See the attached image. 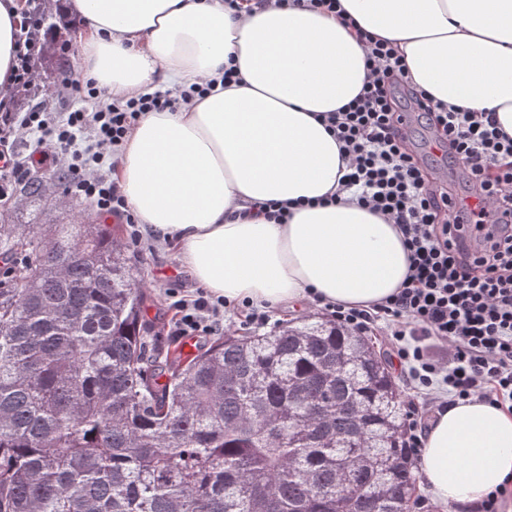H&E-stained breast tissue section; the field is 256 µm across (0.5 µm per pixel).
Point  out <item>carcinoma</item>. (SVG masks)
Segmentation results:
<instances>
[{"instance_id":"obj_1","label":"carcinoma","mask_w":512,"mask_h":512,"mask_svg":"<svg viewBox=\"0 0 512 512\" xmlns=\"http://www.w3.org/2000/svg\"><path fill=\"white\" fill-rule=\"evenodd\" d=\"M44 192L19 183L15 211ZM13 212L0 251L27 261L0 285V512H413L401 394L365 337L323 319L226 333L167 358L162 383L112 231Z\"/></svg>"}]
</instances>
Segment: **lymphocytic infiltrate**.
Masks as SVG:
<instances>
[{
    "mask_svg": "<svg viewBox=\"0 0 512 512\" xmlns=\"http://www.w3.org/2000/svg\"><path fill=\"white\" fill-rule=\"evenodd\" d=\"M20 29L13 84L24 88L35 80L31 62L42 44L34 15ZM359 41L368 79L326 118L346 163L339 186L397 225L409 267L402 288L384 302L366 309L332 305L328 311L359 333L386 324L423 409L444 398L453 403L476 396L512 410V136L493 113L433 102L413 85L393 43L364 32ZM234 77L229 68L221 81L192 84L176 98L157 90L105 106L94 80L66 75L55 91L78 101V108L17 112L12 98H0V147L20 134L36 135L42 155L60 164L67 193L133 225L137 219L112 179L130 130L145 113L204 96ZM415 119L461 166L468 193L482 202L479 211L457 210L454 188L425 161L410 134ZM465 232L466 248L459 243ZM172 306L173 335L212 336L224 328L225 300L205 289L177 297ZM432 343L447 345V359L430 353Z\"/></svg>",
    "mask_w": 512,
    "mask_h": 512,
    "instance_id": "1",
    "label": "lymphocytic infiltrate"
}]
</instances>
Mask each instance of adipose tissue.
<instances>
[{
  "instance_id": "ef3b65f1",
  "label": "adipose tissue",
  "mask_w": 512,
  "mask_h": 512,
  "mask_svg": "<svg viewBox=\"0 0 512 512\" xmlns=\"http://www.w3.org/2000/svg\"><path fill=\"white\" fill-rule=\"evenodd\" d=\"M330 14L224 0H62L80 20L84 76L114 98L221 78L240 80L175 111L149 112L116 168L131 210L212 294L235 303L356 307L401 288L408 257L396 225L353 201L326 206L344 174L320 122L367 76L357 33L395 42L434 101L495 111L512 135V0H340ZM19 5L0 0V88L12 83ZM292 201L286 223L254 205ZM417 466L440 503L478 504L512 484V414L477 397L436 411Z\"/></svg>"
}]
</instances>
